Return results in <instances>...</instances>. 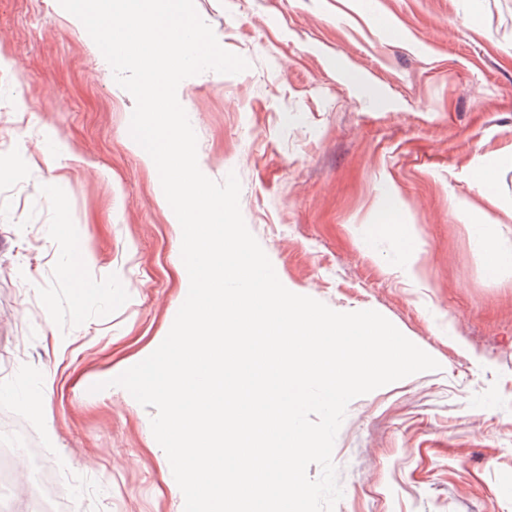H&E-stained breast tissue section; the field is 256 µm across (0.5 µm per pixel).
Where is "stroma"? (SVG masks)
<instances>
[{"mask_svg":"<svg viewBox=\"0 0 512 512\" xmlns=\"http://www.w3.org/2000/svg\"><path fill=\"white\" fill-rule=\"evenodd\" d=\"M194 6L250 64L178 87L202 173H236L288 290L441 365L351 401L334 512H512V278L490 269L512 255V0ZM134 105L58 0H0V411L68 512H184L154 407L111 383L188 293Z\"/></svg>","mask_w":512,"mask_h":512,"instance_id":"1","label":"stroma"}]
</instances>
